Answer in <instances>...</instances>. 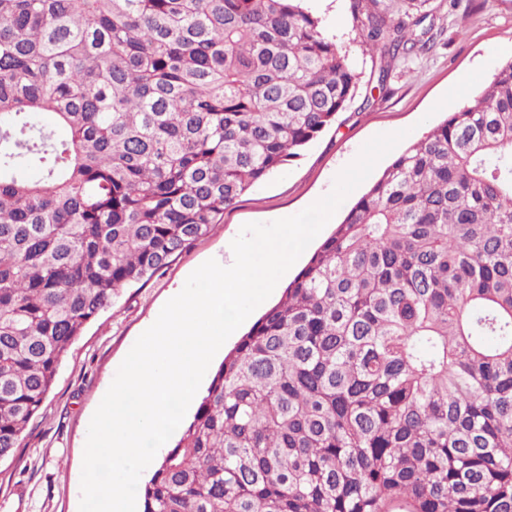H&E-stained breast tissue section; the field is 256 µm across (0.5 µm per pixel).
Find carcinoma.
I'll return each instance as SVG.
<instances>
[{
	"mask_svg": "<svg viewBox=\"0 0 512 512\" xmlns=\"http://www.w3.org/2000/svg\"><path fill=\"white\" fill-rule=\"evenodd\" d=\"M350 8L367 51L426 49L422 19ZM358 81L300 0H0V462L85 326ZM179 428L143 512H512V60L351 206Z\"/></svg>",
	"mask_w": 512,
	"mask_h": 512,
	"instance_id": "carcinoma-1",
	"label": "carcinoma"
}]
</instances>
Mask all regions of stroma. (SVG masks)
<instances>
[{
  "instance_id": "stroma-1",
  "label": "stroma",
  "mask_w": 512,
  "mask_h": 512,
  "mask_svg": "<svg viewBox=\"0 0 512 512\" xmlns=\"http://www.w3.org/2000/svg\"><path fill=\"white\" fill-rule=\"evenodd\" d=\"M324 34L360 74L354 100L299 154L227 209L224 221L139 284L85 328L33 418L16 463L0 465V512H79L81 471L90 420L121 362L187 277L205 261L229 260L230 244L250 222L296 214L329 193L338 173L373 136L406 131L407 142L443 120L434 104L467 73L487 74L512 57V0H389L393 13L433 18L431 48L392 65L378 84V56L365 52L350 0H304Z\"/></svg>"
}]
</instances>
